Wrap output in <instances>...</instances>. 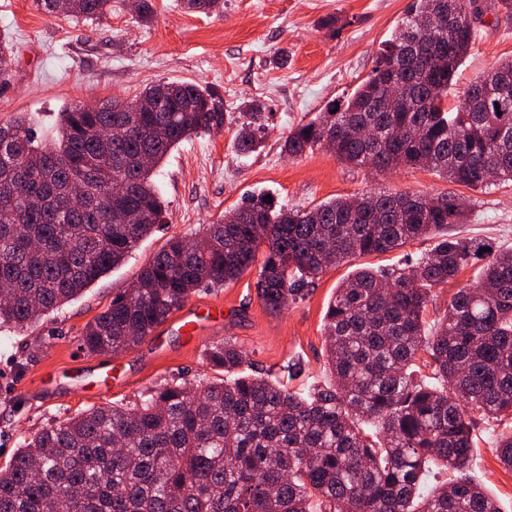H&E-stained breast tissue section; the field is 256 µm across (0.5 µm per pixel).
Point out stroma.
Instances as JSON below:
<instances>
[{
    "instance_id": "35a3bbf8",
    "label": "stroma",
    "mask_w": 512,
    "mask_h": 512,
    "mask_svg": "<svg viewBox=\"0 0 512 512\" xmlns=\"http://www.w3.org/2000/svg\"><path fill=\"white\" fill-rule=\"evenodd\" d=\"M412 0H224L219 12L189 13L179 0H153L152 22H138L126 0H112L102 23L48 17L33 0H0V32L14 46L12 78L0 86V123L28 113L40 130L71 103L101 105L134 97L158 81H189L223 101L224 128L182 142L154 172L165 200L162 221L125 262L77 300L26 332L0 330V468L23 437L45 424L106 404L139 402L160 383L195 385L214 378L204 360L212 342L231 338L244 349L246 373L283 380L293 390L325 386L324 315L337 286L357 268L385 267L429 252L435 237L405 248L355 257L328 269L303 299L272 313L257 298V269L236 282L192 295L188 307L223 306L220 327L190 335L169 332L119 354L85 355L83 329L136 278L174 236L201 232L251 194L308 208L328 199L374 192L451 193L465 203L462 235L512 250V182L473 190L432 172L400 168L377 173L343 163L323 148L291 157L283 143L291 128L332 102L346 100L372 71L382 43ZM512 58V21L485 15L477 38L452 81L446 105L495 61ZM265 105L264 144L237 152L245 101ZM297 364V375L283 368ZM496 421H478L471 474L512 512V470L493 449Z\"/></svg>"
}]
</instances>
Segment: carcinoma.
Here are the masks:
<instances>
[{"label": "carcinoma", "mask_w": 512, "mask_h": 512, "mask_svg": "<svg viewBox=\"0 0 512 512\" xmlns=\"http://www.w3.org/2000/svg\"><path fill=\"white\" fill-rule=\"evenodd\" d=\"M209 14L224 0H182ZM478 0H413L382 43L370 76L345 101L292 129L298 156L335 141L336 158L378 171L420 168L471 189L512 181V60L444 105L475 40ZM112 0H68L65 15L100 21ZM438 16L441 28L420 23ZM392 74L398 94L384 86ZM237 150L263 143L264 105L246 104ZM368 126L361 140L349 129ZM224 127L223 102L189 82L159 81L131 99L57 113L51 136L31 119L0 124V329L27 331L120 266L160 223L154 170L180 143ZM466 211L451 194L375 193L312 208L259 193L191 239L173 237L84 328L89 355L152 336L200 289L222 288L260 264L257 297L284 309L350 258L427 236L417 259L347 277L325 313L333 383L308 395L242 375L234 341L205 360L223 376L191 389L175 380L134 405L49 422L0 469V512H500L468 475L475 413L512 411V252L448 228ZM487 252L480 253L481 249ZM482 259L439 320L433 290ZM432 368V379L416 364ZM512 467V430L493 441ZM457 476L424 495L434 463Z\"/></svg>", "instance_id": "obj_1"}]
</instances>
